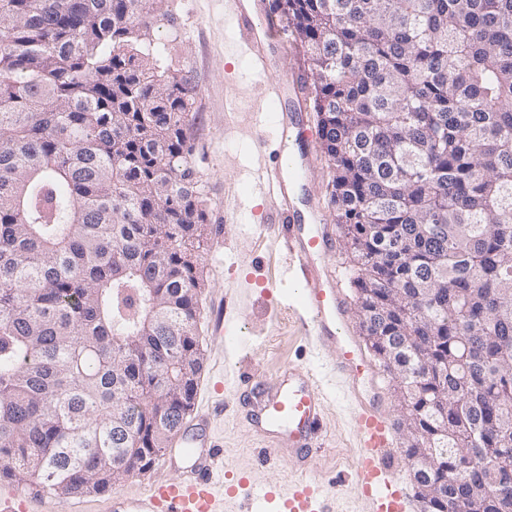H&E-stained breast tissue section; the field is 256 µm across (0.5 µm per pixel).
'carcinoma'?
I'll use <instances>...</instances> for the list:
<instances>
[{
	"label": "carcinoma",
	"instance_id": "1",
	"mask_svg": "<svg viewBox=\"0 0 512 512\" xmlns=\"http://www.w3.org/2000/svg\"><path fill=\"white\" fill-rule=\"evenodd\" d=\"M164 2L0 0V475L58 499L149 468L202 368L206 184ZM274 4L428 510L512 512L482 480L512 465V0Z\"/></svg>",
	"mask_w": 512,
	"mask_h": 512
}]
</instances>
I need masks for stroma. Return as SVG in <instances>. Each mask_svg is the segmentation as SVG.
<instances>
[{"instance_id": "1", "label": "stroma", "mask_w": 512, "mask_h": 512, "mask_svg": "<svg viewBox=\"0 0 512 512\" xmlns=\"http://www.w3.org/2000/svg\"><path fill=\"white\" fill-rule=\"evenodd\" d=\"M164 11L153 39L166 63L186 75L196 92L189 125L192 165L207 185V251L200 265L197 312L203 367L194 405L209 408L213 416L225 470L249 474L256 486L291 487L301 482V474L273 460L260 464L263 443L233 417L225 376L236 371L268 383L289 364L320 376L336 353L332 346L316 348L305 336L298 319L301 295L287 272L288 259L267 248L277 230L262 226L265 202L256 172L258 154L277 147L286 152L296 142L282 134L275 112L264 106L266 78L249 69L224 0H166ZM333 175L327 157L317 153L303 172L300 201L313 197L328 203ZM376 381L396 423L397 477L417 510L418 490L403 456L401 396L384 366H377ZM358 450L352 410L339 386H332L310 477L324 487H336V512H371L354 478Z\"/></svg>"}]
</instances>
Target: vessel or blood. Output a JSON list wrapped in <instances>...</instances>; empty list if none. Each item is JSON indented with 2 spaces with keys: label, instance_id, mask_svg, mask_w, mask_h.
Here are the masks:
<instances>
[{
  "label": "vessel or blood",
  "instance_id": "obj_1",
  "mask_svg": "<svg viewBox=\"0 0 512 512\" xmlns=\"http://www.w3.org/2000/svg\"><path fill=\"white\" fill-rule=\"evenodd\" d=\"M235 21L250 62L262 70L275 71L274 52L279 45L276 19L257 18L241 7ZM296 82V74H277L264 91L265 100L280 112L282 129L288 133L295 128L301 110ZM259 166L268 186L265 221L280 225L274 244L285 248L292 274L302 286L304 329L317 347L335 345L336 355L324 377L288 366L271 384L236 376L230 394L240 413L258 420L262 432L275 438L277 447L290 450L295 468L304 471L326 401L322 380L328 377L348 383V398L355 407L360 435L356 476L361 488L373 501L375 512H406L407 494L396 478L389 413L376 396L365 391L373 383L374 365L347 332L345 297L332 267L315 262L316 257L334 251L330 230L319 223L318 207L302 210L296 206L295 176L303 171V157L295 155L289 165L265 158ZM209 428L206 413L198 412L186 419L175 441L184 450L183 476L152 481L133 495L113 494L105 502V512H222L225 500L245 489L252 492L248 512H330L331 497L316 482H301L288 492L274 485L255 491L248 477L223 472V450L212 440ZM0 512H57V503L46 494L34 502L12 492L0 496Z\"/></svg>",
  "mask_w": 512,
  "mask_h": 512
}]
</instances>
